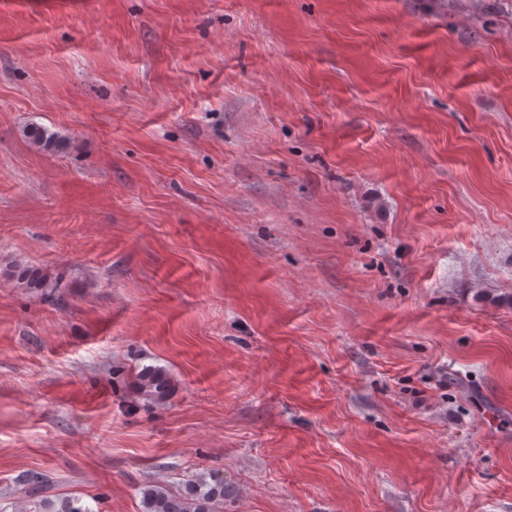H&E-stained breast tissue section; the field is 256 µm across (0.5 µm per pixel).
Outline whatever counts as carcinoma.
<instances>
[{
	"label": "carcinoma",
	"instance_id": "cac0c4a2",
	"mask_svg": "<svg viewBox=\"0 0 512 512\" xmlns=\"http://www.w3.org/2000/svg\"><path fill=\"white\" fill-rule=\"evenodd\" d=\"M32 142L44 149L55 146V135L42 127L33 126L28 130ZM16 281L25 288H42L46 279L36 276L28 269L17 273ZM136 391L156 402H165L173 392V384L165 370L145 367L137 375ZM28 493H45L51 489L50 477L42 473H32L25 479ZM231 494L224 477L218 474H200L184 483L183 489L172 493L159 485H149L142 489L144 512H223L224 499ZM35 512H92L79 505L75 498H60L56 501L43 498L34 503Z\"/></svg>",
	"mask_w": 512,
	"mask_h": 512
}]
</instances>
